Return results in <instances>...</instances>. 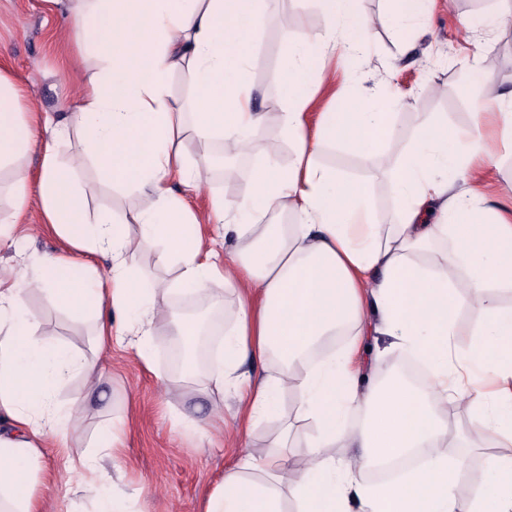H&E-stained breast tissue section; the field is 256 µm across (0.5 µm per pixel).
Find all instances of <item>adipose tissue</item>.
I'll return each mask as SVG.
<instances>
[{
  "label": "adipose tissue",
  "instance_id": "1",
  "mask_svg": "<svg viewBox=\"0 0 512 512\" xmlns=\"http://www.w3.org/2000/svg\"><path fill=\"white\" fill-rule=\"evenodd\" d=\"M319 2L323 30L283 40L276 121L293 146L291 161L257 170L246 193L210 201L206 219L223 223L236 241V303L225 309L220 356L209 373L177 378L234 389L248 431L279 415L282 393L293 392L311 432L305 452L289 455L294 423L282 417L265 452L226 470L203 512H457L463 463L443 452L454 404L467 418L460 447L476 433L499 448L485 457L467 512H512V305L495 298L496 290L512 288V220L459 183L465 155L484 154L485 141L473 131L460 150L457 132L418 114L413 142L390 172L393 219L379 223L369 186L326 166L320 154L336 143L365 157L383 154L396 136V101L368 89L353 108L321 113L308 128L325 60L369 58V23L353 0ZM65 9L76 46L100 63L65 121L44 120L45 135L36 138L14 82L0 71V166L40 147L43 217L71 248L39 256L33 274L0 278V512H46L32 468L38 441L76 431L73 408L58 403L57 391L72 377L91 383L101 376L96 360L35 336L29 292L49 291L60 305L86 310L99 346L134 336L144 360L156 318L176 319L178 336L192 342L198 323L167 295L201 294L216 307L224 296L202 220L170 185L198 187L208 178L209 157L189 161L188 141L219 138L225 150L243 155L267 121L248 76L265 0H68ZM174 74L191 93L188 108L170 101ZM73 131L82 133L107 180L135 186L151 196V207L119 220L108 211L89 218L58 160L59 142ZM129 224L155 243L160 265L177 266L175 284L139 286ZM98 255L110 257L107 273L95 267ZM452 268L464 274L472 297V341L464 350L455 340L460 304L448 279ZM369 331L424 363L429 385L392 373L361 388L354 360ZM336 335L346 345L310 361V352ZM255 359L264 374L246 370ZM356 411L363 415L357 428ZM98 446L68 459L67 482L87 494L93 512H127L105 467L121 455L120 429L104 422ZM338 448L359 454L343 461ZM408 458L415 467L402 477L360 479L366 468Z\"/></svg>",
  "mask_w": 512,
  "mask_h": 512
}]
</instances>
